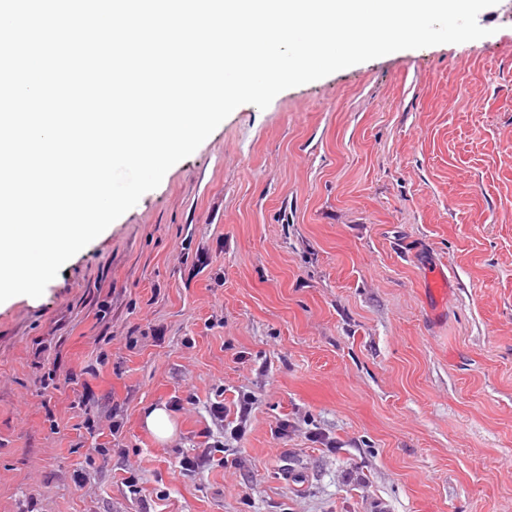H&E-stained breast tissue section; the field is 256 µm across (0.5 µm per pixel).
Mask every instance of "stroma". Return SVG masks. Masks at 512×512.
Segmentation results:
<instances>
[{
  "label": "stroma",
  "mask_w": 512,
  "mask_h": 512,
  "mask_svg": "<svg viewBox=\"0 0 512 512\" xmlns=\"http://www.w3.org/2000/svg\"><path fill=\"white\" fill-rule=\"evenodd\" d=\"M478 22L237 107L0 303V512H512V0ZM147 429L161 441L169 439L175 431L172 417L164 407L150 409L144 418ZM207 448L201 452V455L193 458L185 457L180 461V467L182 471L195 473L199 470L205 468L208 465H214V462H217L218 466L227 467L229 464L228 459L224 460V456L221 458L215 459L214 452L224 453V441L223 440H214L212 443L208 442Z\"/></svg>",
  "instance_id": "stroma-1"
}]
</instances>
